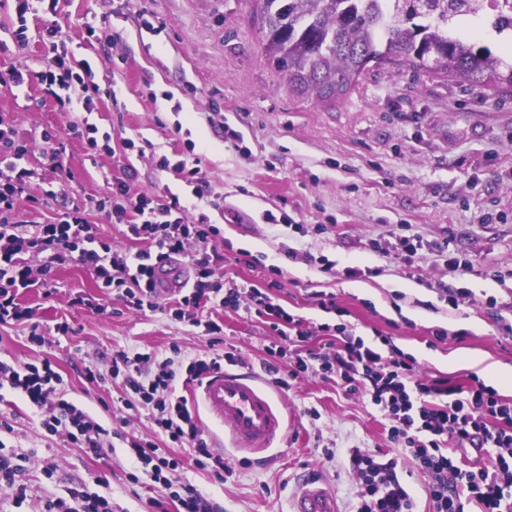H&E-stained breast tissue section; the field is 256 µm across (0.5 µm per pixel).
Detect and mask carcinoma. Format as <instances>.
<instances>
[{"instance_id":"1","label":"carcinoma","mask_w":512,"mask_h":512,"mask_svg":"<svg viewBox=\"0 0 512 512\" xmlns=\"http://www.w3.org/2000/svg\"><path fill=\"white\" fill-rule=\"evenodd\" d=\"M263 44L288 85L320 103L343 100L369 63L400 61L512 91V48L494 54L448 15L466 0H257Z\"/></svg>"}]
</instances>
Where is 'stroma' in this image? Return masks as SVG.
Wrapping results in <instances>:
<instances>
[{
	"instance_id": "obj_1",
	"label": "stroma",
	"mask_w": 512,
	"mask_h": 512,
	"mask_svg": "<svg viewBox=\"0 0 512 512\" xmlns=\"http://www.w3.org/2000/svg\"><path fill=\"white\" fill-rule=\"evenodd\" d=\"M26 39L13 0H0V113L27 139L20 167L34 170L31 199H20L17 218L53 223L68 209H85L97 238L136 252L124 225L112 224L88 202L102 194L119 167L132 164L140 189H171L219 229L224 278L257 283L280 268L273 294L313 330L308 348L327 343L322 324L345 323L366 344L392 345L412 355L428 379L468 385L473 359L512 368V93L472 87L458 79L387 63L370 68L345 99L320 104L289 87L265 54L254 0H60L56 13L26 15ZM62 28V49L87 61L102 95L92 111L60 106L43 85L15 88L11 71L39 69L46 27ZM105 33L90 38L88 28ZM109 133L115 156H91L75 126ZM234 130L237 140L227 139ZM64 150L66 172L56 175L43 155L42 133ZM136 147L122 151L124 139ZM203 156L210 194L196 200L172 172L159 170L189 150ZM447 247L457 267L393 249L370 250L393 232ZM295 249L296 258L285 255ZM331 271H324L323 263ZM467 288L469 304L451 309L443 286ZM336 298L327 312L314 292ZM103 301L94 314L76 296ZM18 301L33 308L44 345L29 340L25 323L0 324V361H49L65 399L103 424L129 415L130 431L155 434L145 412L128 413L121 381L89 383L84 369H110L119 352H209L199 328L179 322L166 300L135 310L104 296L80 264L58 268L44 288H23ZM224 323V341L240 349L243 371L256 378L281 415L286 436L272 447L238 449L223 424L200 401L196 384L177 383L216 453L232 473L225 481L198 469L188 448L169 449L184 483L208 494L224 512H287L300 476L323 482L342 512H349L354 477L343 451L398 455L386 420L369 398L346 393L334 381L308 375L288 392L264 368L273 334L245 311H212ZM0 441L24 456L30 496L16 509L0 488V512H42L47 500L83 488L111 497L114 512H176L169 492L130 460L123 446L95 457L46 436L41 414L25 397L0 387ZM56 467L46 476V463Z\"/></svg>"
}]
</instances>
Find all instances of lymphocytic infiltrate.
I'll list each match as a JSON object with an SVG mask.
<instances>
[{
	"mask_svg": "<svg viewBox=\"0 0 512 512\" xmlns=\"http://www.w3.org/2000/svg\"><path fill=\"white\" fill-rule=\"evenodd\" d=\"M60 28L46 30L47 52L39 69L21 67L11 72L9 82L20 87L38 81L49 87L74 91L84 104L100 95L84 61L58 49ZM26 151L20 130L7 114L0 113V323L32 319V309L17 302L19 289L48 284L57 267L76 262L94 275L99 287L117 292L135 309L155 308L151 279L156 264L171 255L188 258L195 270L190 291L176 301V320L203 329L212 344H220L224 325L203 319L205 305L245 309L268 323L277 339L267 346L266 370L274 384L288 389L291 380L309 373L338 378L346 392L369 396L389 423V442L401 447L402 458L382 459L358 448L348 451V463L358 482L354 512H414L415 501L396 472L400 459H407L428 479L427 494L435 512H465L477 504L481 512H512L505 491L512 488V402L480 380L468 387L444 380L420 377L414 357L395 352L385 354L353 337L345 326H337L338 338L322 352L303 351L309 336L302 319L288 313L270 293L255 285L222 286L218 273L224 255L212 245L219 230L205 215L187 220L186 208L173 193L156 195L136 189L137 170L122 168L113 178L108 193L94 201L97 212L111 223L126 225L129 237L141 242L135 255L113 250L110 242L97 240L83 211L63 213L51 224H26L16 219V204L33 178L32 170L19 167ZM137 267H129V260ZM234 352L187 357L179 345H172L168 357L152 353L122 352L112 360L109 373L97 367L85 369L88 381L105 375L122 377L124 385L138 395L155 432L167 447L191 448L198 468L223 479L228 467L223 455L213 453L208 437L199 427L184 396L174 381L184 375L193 383L214 369L236 364ZM60 376L49 362L8 363L0 361V385L9 384L36 406L42 426L51 436L99 456L112 449L114 441L126 446L128 456L151 466L153 476L170 489L176 512H224L223 504L183 484L178 463L159 454L155 443L101 424L76 404L58 398L55 383ZM486 451V464L474 471H462L454 460L457 448Z\"/></svg>",
	"mask_w": 512,
	"mask_h": 512,
	"instance_id": "lymphocytic-infiltrate-1",
	"label": "lymphocytic infiltrate"
}]
</instances>
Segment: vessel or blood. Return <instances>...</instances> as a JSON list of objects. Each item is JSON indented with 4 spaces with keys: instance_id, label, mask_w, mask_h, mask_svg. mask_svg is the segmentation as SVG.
I'll list each match as a JSON object with an SVG mask.
<instances>
[{
    "instance_id": "obj_1",
    "label": "vessel or blood",
    "mask_w": 512,
    "mask_h": 512,
    "mask_svg": "<svg viewBox=\"0 0 512 512\" xmlns=\"http://www.w3.org/2000/svg\"><path fill=\"white\" fill-rule=\"evenodd\" d=\"M200 397L225 424L239 447L265 449L285 434L283 420L270 400L242 373L216 370L206 375ZM290 512H339L333 493L318 481L302 483Z\"/></svg>"
}]
</instances>
